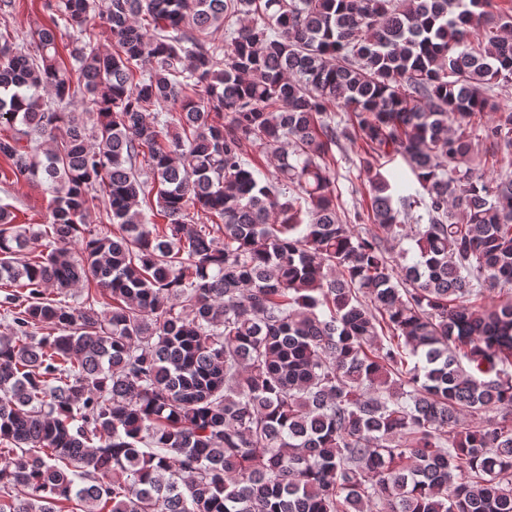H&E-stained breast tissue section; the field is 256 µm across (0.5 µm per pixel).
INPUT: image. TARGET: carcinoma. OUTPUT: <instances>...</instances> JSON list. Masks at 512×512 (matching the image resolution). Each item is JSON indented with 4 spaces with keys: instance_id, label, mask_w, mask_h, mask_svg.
<instances>
[{
    "instance_id": "1",
    "label": "carcinoma",
    "mask_w": 512,
    "mask_h": 512,
    "mask_svg": "<svg viewBox=\"0 0 512 512\" xmlns=\"http://www.w3.org/2000/svg\"><path fill=\"white\" fill-rule=\"evenodd\" d=\"M46 7L35 53L0 32V158L51 194L45 230L0 206V512H512V14L107 0L100 52L96 0ZM98 1H100L99 9H97L95 14H93L92 18V27H94L97 37L92 41V45L97 51H112L114 45L112 33L109 30V26L106 24L104 16L101 14L103 12V8L102 6L100 7V3L103 0ZM359 143L353 144L346 142L343 151L333 148V152L338 159L336 164V194H338L339 204L342 208L351 214L354 206L361 202L362 195L366 189L363 184L362 175L359 176L357 167V153H359ZM343 157V158H341Z\"/></svg>"
}]
</instances>
